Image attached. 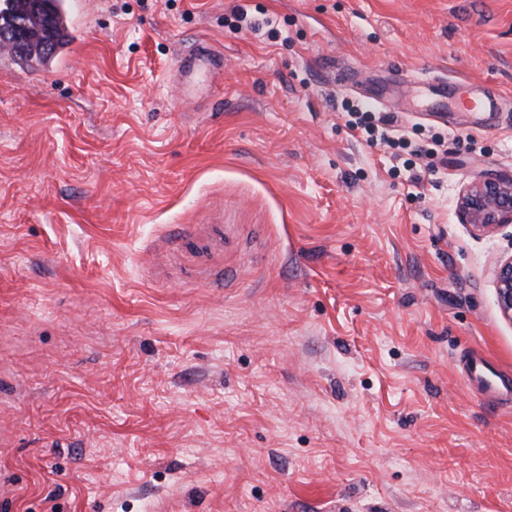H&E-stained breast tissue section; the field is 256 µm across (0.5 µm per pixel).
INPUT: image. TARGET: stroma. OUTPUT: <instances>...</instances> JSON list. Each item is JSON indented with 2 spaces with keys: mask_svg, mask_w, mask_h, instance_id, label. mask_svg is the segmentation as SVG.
<instances>
[{
  "mask_svg": "<svg viewBox=\"0 0 512 512\" xmlns=\"http://www.w3.org/2000/svg\"><path fill=\"white\" fill-rule=\"evenodd\" d=\"M70 29L0 54V512H512V402L459 361L512 377V224L457 217L512 174V0H83ZM202 42L220 66L178 72ZM370 94L411 167L348 127ZM205 224L238 251L173 247ZM495 279L499 309L512 321V254L499 264ZM463 369L467 380L490 396L508 397L512 393L510 384L489 367L488 361L481 355L464 360Z\"/></svg>",
  "mask_w": 512,
  "mask_h": 512,
  "instance_id": "stroma-1",
  "label": "stroma"
}]
</instances>
